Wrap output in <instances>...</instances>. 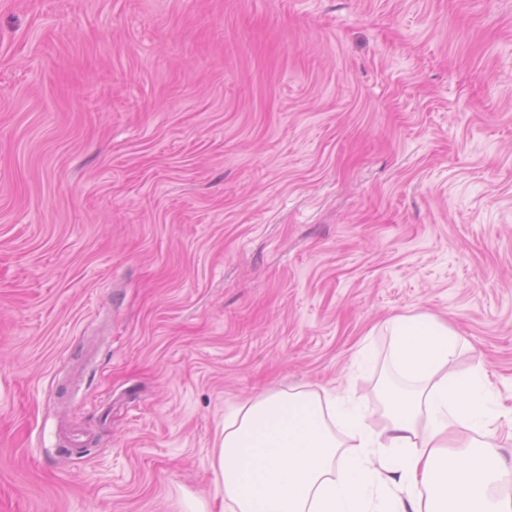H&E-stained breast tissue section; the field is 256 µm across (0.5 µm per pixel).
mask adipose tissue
<instances>
[{
    "label": "adipose tissue",
    "mask_w": 512,
    "mask_h": 512,
    "mask_svg": "<svg viewBox=\"0 0 512 512\" xmlns=\"http://www.w3.org/2000/svg\"><path fill=\"white\" fill-rule=\"evenodd\" d=\"M387 330L397 379L383 432L359 408L306 391L265 393L225 418L213 487L232 512H512L511 498L490 493L512 482L496 443L512 438V412L499 428L488 418L487 375L451 370L460 340L433 314L395 315ZM460 441L479 455L449 464Z\"/></svg>",
    "instance_id": "adipose-tissue-1"
}]
</instances>
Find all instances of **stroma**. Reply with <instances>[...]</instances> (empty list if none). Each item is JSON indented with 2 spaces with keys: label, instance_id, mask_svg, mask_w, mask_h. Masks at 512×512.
Instances as JSON below:
<instances>
[{
  "label": "stroma",
  "instance_id": "1",
  "mask_svg": "<svg viewBox=\"0 0 512 512\" xmlns=\"http://www.w3.org/2000/svg\"><path fill=\"white\" fill-rule=\"evenodd\" d=\"M412 310L512 407V0H0V512H223Z\"/></svg>",
  "mask_w": 512,
  "mask_h": 512
}]
</instances>
